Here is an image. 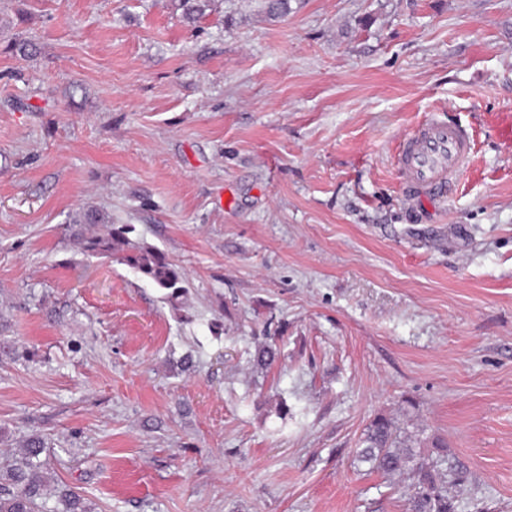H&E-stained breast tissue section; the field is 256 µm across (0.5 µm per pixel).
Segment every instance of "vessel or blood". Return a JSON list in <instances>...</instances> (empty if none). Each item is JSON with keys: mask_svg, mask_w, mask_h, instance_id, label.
I'll return each instance as SVG.
<instances>
[{"mask_svg": "<svg viewBox=\"0 0 512 512\" xmlns=\"http://www.w3.org/2000/svg\"><path fill=\"white\" fill-rule=\"evenodd\" d=\"M474 143L468 128L438 116L406 134L395 155L405 202L416 206L446 198L469 167Z\"/></svg>", "mask_w": 512, "mask_h": 512, "instance_id": "1", "label": "vessel or blood"}]
</instances>
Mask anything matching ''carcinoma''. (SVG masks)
<instances>
[{
	"instance_id": "carcinoma-1",
	"label": "carcinoma",
	"mask_w": 512,
	"mask_h": 512,
	"mask_svg": "<svg viewBox=\"0 0 512 512\" xmlns=\"http://www.w3.org/2000/svg\"><path fill=\"white\" fill-rule=\"evenodd\" d=\"M127 229L113 227L104 233L83 236L81 250L90 257L116 256L169 291L173 300L185 291L184 272L166 255L154 248L135 243L126 237ZM46 446L43 438L28 439L19 455L0 464V512H88L76 493L50 489L51 473L42 458ZM357 457L370 469L393 477L408 473L413 478L407 499V512H455L454 482L436 473L437 462L417 451L410 438L386 415L376 416L360 440ZM58 498L63 509L51 507V497Z\"/></svg>"
}]
</instances>
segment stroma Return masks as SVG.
<instances>
[{
    "mask_svg": "<svg viewBox=\"0 0 512 512\" xmlns=\"http://www.w3.org/2000/svg\"><path fill=\"white\" fill-rule=\"evenodd\" d=\"M498 112L512 0H0V455L41 436L89 512H405L356 458L382 413L462 466L456 512H512ZM435 114L473 160L410 208ZM110 224L187 295L84 256ZM474 143L468 128L439 116L406 134L395 155L405 202L417 207L448 197L471 163Z\"/></svg>",
    "mask_w": 512,
    "mask_h": 512,
    "instance_id": "stroma-1",
    "label": "stroma"
}]
</instances>
